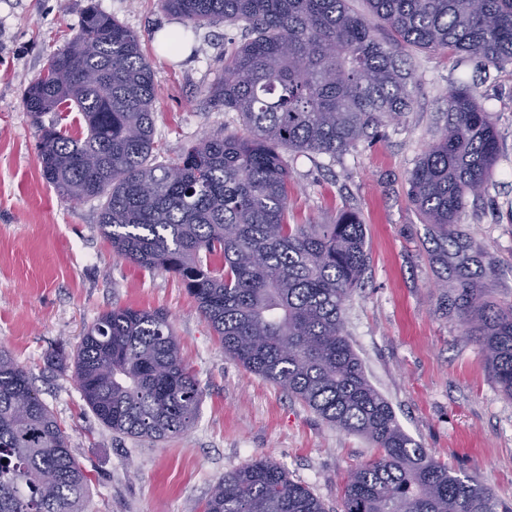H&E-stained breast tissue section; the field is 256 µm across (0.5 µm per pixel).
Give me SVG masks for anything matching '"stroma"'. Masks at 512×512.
Instances as JSON below:
<instances>
[{
	"instance_id": "stroma-1",
	"label": "stroma",
	"mask_w": 512,
	"mask_h": 512,
	"mask_svg": "<svg viewBox=\"0 0 512 512\" xmlns=\"http://www.w3.org/2000/svg\"><path fill=\"white\" fill-rule=\"evenodd\" d=\"M97 8L140 37L156 84L158 160L178 159L214 133L241 134L237 113L211 105L224 53L244 39L224 23L189 32L172 52L160 32L180 28L161 0H0V345L33 379L88 476L84 512H202L227 472L267 457L342 512L349 472L374 458L362 436L327 424L279 385L225 355L219 336L172 274L116 254L101 200L65 203L40 175L27 83ZM412 109L349 152L285 155L291 223L331 224L346 212L365 226L367 270L344 304L345 334L370 384L402 429L438 461L512 503V399L490 377L476 337L462 327V284L512 304V66L443 50L408 51ZM470 86L492 112L501 152L478 200L457 223H424L408 196L412 170L446 120L449 93ZM167 315L202 391L185 433L163 441L107 430L69 367L96 318L115 307Z\"/></svg>"
}]
</instances>
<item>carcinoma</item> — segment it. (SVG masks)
I'll use <instances>...</instances> for the list:
<instances>
[{"label": "carcinoma", "instance_id": "1", "mask_svg": "<svg viewBox=\"0 0 512 512\" xmlns=\"http://www.w3.org/2000/svg\"><path fill=\"white\" fill-rule=\"evenodd\" d=\"M185 28L223 21L245 38L204 90L248 134L204 137L176 163H153L154 74L139 36L90 8L24 93L42 178L62 200L105 198L101 230L120 255L178 276L224 353L283 386L323 420L366 437L377 458L345 482L343 512H512L493 490L452 474L400 426L343 332L361 286L365 227L292 224L281 151L336 155L410 111L416 73L406 47L462 52L512 66V0H366L393 33L382 42L348 0H161ZM77 109L81 136L60 115ZM50 112L55 119L44 124ZM500 154L492 113L470 89L412 171L409 195L430 224L457 223ZM462 326L512 399V305L463 288ZM71 364L83 400L109 430L158 441L187 431L201 390L166 316L107 311ZM7 463H1V460ZM87 475L31 376L0 346V512H82ZM203 512H326L309 487L260 457L224 475Z\"/></svg>", "mask_w": 512, "mask_h": 512}]
</instances>
